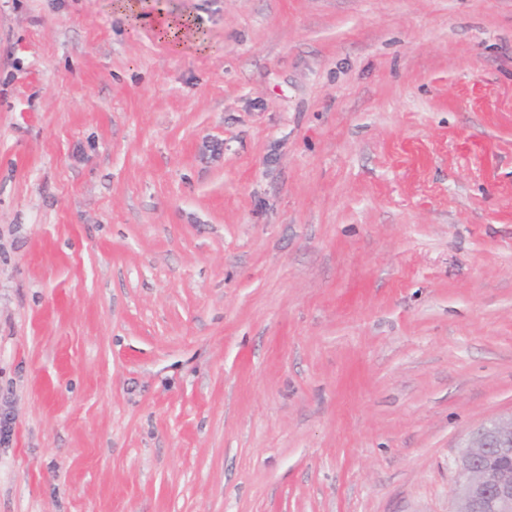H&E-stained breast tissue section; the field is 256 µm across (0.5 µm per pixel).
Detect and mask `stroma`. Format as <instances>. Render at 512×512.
I'll list each match as a JSON object with an SVG mask.
<instances>
[{
	"label": "stroma",
	"instance_id": "1",
	"mask_svg": "<svg viewBox=\"0 0 512 512\" xmlns=\"http://www.w3.org/2000/svg\"><path fill=\"white\" fill-rule=\"evenodd\" d=\"M138 5L0 0V512H452L512 413V0ZM154 31L160 41L167 42L175 51L182 49L185 32L183 21L161 14L155 20Z\"/></svg>",
	"mask_w": 512,
	"mask_h": 512
}]
</instances>
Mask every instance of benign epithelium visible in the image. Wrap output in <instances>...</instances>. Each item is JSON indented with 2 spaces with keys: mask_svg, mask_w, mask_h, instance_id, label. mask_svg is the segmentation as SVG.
Returning <instances> with one entry per match:
<instances>
[{
  "mask_svg": "<svg viewBox=\"0 0 512 512\" xmlns=\"http://www.w3.org/2000/svg\"><path fill=\"white\" fill-rule=\"evenodd\" d=\"M512 451V415L488 422L471 436L461 460L453 512H512V458L491 453Z\"/></svg>",
  "mask_w": 512,
  "mask_h": 512,
  "instance_id": "obj_1",
  "label": "benign epithelium"
}]
</instances>
